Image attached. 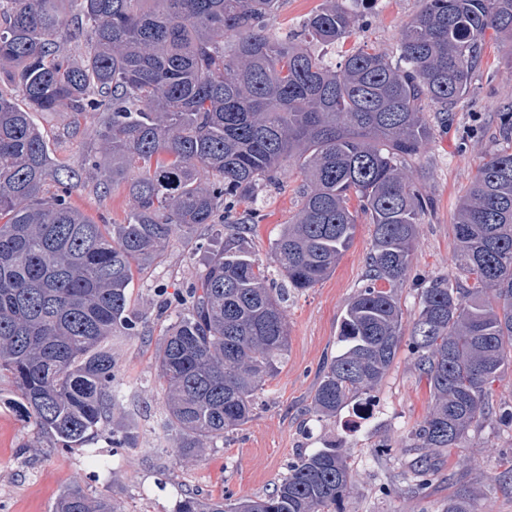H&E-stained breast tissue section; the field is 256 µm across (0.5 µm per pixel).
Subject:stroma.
I'll use <instances>...</instances> for the list:
<instances>
[{
  "mask_svg": "<svg viewBox=\"0 0 512 512\" xmlns=\"http://www.w3.org/2000/svg\"><path fill=\"white\" fill-rule=\"evenodd\" d=\"M421 7L422 0H374L372 23L360 33L359 42L395 54L402 25ZM510 108L512 50L492 37L469 94L455 111L445 118L431 108L425 112L430 141L407 166L417 189L433 206L418 226L411 280L398 291L404 324H411L418 310L415 280L455 272L452 224L457 202L483 161L512 146L498 123L499 113ZM102 117L99 111L39 112L34 121L53 160L79 174L72 205L95 223L122 224L129 211L125 187L103 191L99 172L84 165L98 148L93 130ZM303 180L297 167L287 168L280 188L237 205L238 212L260 216L248 242L263 264H270L282 224L300 207ZM371 240V224L360 219L354 242L335 271L314 288L286 294L288 350L275 377L258 391L251 419L198 457L177 463L171 437L159 425L164 398L155 354L160 337L175 320L163 304L184 293L209 254L223 247L224 237L204 226L193 238H172L162 260L137 275L131 289V306L148 319L150 333L121 342L119 372L128 390L123 419L137 426L139 447L113 448L101 438L72 452L53 448L15 406L11 381L1 378L0 512H55L59 498L75 488L93 500L117 501L122 512H173L176 501L188 493L261 496L281 482L291 462L330 441L348 449L358 476L342 504L344 512H446L461 482L475 492L474 512H512V484L503 487L497 482L499 473L512 465V426L495 417L471 428L456 448L440 455L427 488L408 494L414 458L408 443L428 410L430 393L407 351H399L372 392L374 412L368 420L357 422L349 407L331 419L310 413L322 366L340 350L341 318L366 282ZM384 442L392 445L390 454L379 453Z\"/></svg>",
  "mask_w": 512,
  "mask_h": 512,
  "instance_id": "35a3bbf8",
  "label": "stroma"
}]
</instances>
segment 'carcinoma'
Wrapping results in <instances>:
<instances>
[{
  "instance_id": "cac0c4a2",
  "label": "carcinoma",
  "mask_w": 512,
  "mask_h": 512,
  "mask_svg": "<svg viewBox=\"0 0 512 512\" xmlns=\"http://www.w3.org/2000/svg\"><path fill=\"white\" fill-rule=\"evenodd\" d=\"M283 0H0V376L37 434L63 451L104 431L136 448L135 428H109L126 390L117 336H143L130 311L136 273L168 240L201 224L233 225L187 290L183 312L155 357L165 384L162 427L181 460L246 424L257 392L288 349L282 289L248 248L241 199L279 185L287 165L304 174L301 207L272 245L278 275L313 288L351 247L359 215L373 224L366 284L346 307L342 347L312 399L334 417L372 392L401 346L429 385L432 404L412 432L416 483L435 451L457 446L493 414L492 385L512 364V148L488 157L460 198L453 224L455 277L419 282L405 331L397 291L411 270L417 224L431 206L403 161L421 155L428 107L448 112L469 92L488 34L512 42V0H424L402 27L396 56L353 46L334 67L310 49L345 44L369 25L346 0H322L302 29L268 33ZM80 21L82 59L57 42ZM101 110L106 191L126 185L124 224H97L69 202L75 174L53 161L35 112ZM135 168V178L127 177ZM57 184L48 196V181ZM357 200L358 208L351 209ZM350 455L334 443L299 458L255 499L186 495L175 512H340L354 487ZM461 484L448 512H472ZM55 512H121L115 501L67 491Z\"/></svg>"
}]
</instances>
